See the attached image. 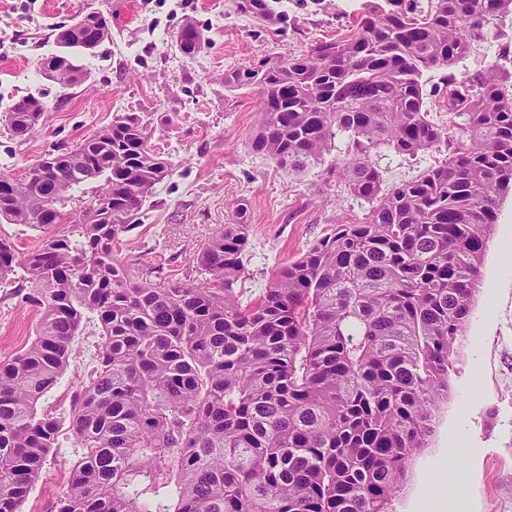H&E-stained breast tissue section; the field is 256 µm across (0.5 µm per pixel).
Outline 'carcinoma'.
<instances>
[{
  "mask_svg": "<svg viewBox=\"0 0 512 512\" xmlns=\"http://www.w3.org/2000/svg\"><path fill=\"white\" fill-rule=\"evenodd\" d=\"M282 0H233L272 23ZM512 0H361L352 24L302 55L224 73L260 99L252 149L303 172L339 136L329 173L369 204L336 224L244 299L246 212L194 257L195 276L134 270L113 253L168 176L138 112L9 178L0 219L44 232L24 251L0 238V284L39 308L36 336L0 364V512H20L59 447L64 421L38 403L66 373L70 344L97 321V364L70 401L81 456L56 512H395L412 459L448 401L460 337L478 290L500 200L512 191V41L484 70L457 76L471 46L497 38ZM62 26L43 74L86 77L71 50L93 51L107 18ZM179 49H201L199 27ZM441 71L450 119L444 163L395 185L372 160L414 158L448 143L429 119L424 76ZM47 106L23 96L0 119L24 140ZM100 188L74 220L62 208Z\"/></svg>",
  "mask_w": 512,
  "mask_h": 512,
  "instance_id": "1",
  "label": "carcinoma"
}]
</instances>
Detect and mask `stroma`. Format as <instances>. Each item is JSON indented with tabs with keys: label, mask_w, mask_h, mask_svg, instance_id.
I'll return each mask as SVG.
<instances>
[{
	"label": "stroma",
	"mask_w": 512,
	"mask_h": 512,
	"mask_svg": "<svg viewBox=\"0 0 512 512\" xmlns=\"http://www.w3.org/2000/svg\"><path fill=\"white\" fill-rule=\"evenodd\" d=\"M0 0V113L32 95L48 105L47 118L25 142L0 129V165L12 175L45 154L67 149L111 123L118 112H137L150 129L149 148L171 164V173L150 197L137 229L114 247L131 263L163 265L185 277L189 259L244 209L251 226L247 249L248 295H259L273 272L295 260L333 225L350 224L368 208L327 173L345 150L337 141L323 166L296 175L253 151L259 96L229 91L224 73L288 54L335 37L346 23L337 0L314 10L305 0H282L287 18L260 25L236 15L230 0ZM97 11L111 21V36L94 53L76 58L88 75L73 87L47 80L42 63L58 47L54 32ZM200 27L205 44L192 58L179 50L185 22ZM447 147L415 158L382 151L374 160L386 184L411 180L444 162ZM512 236V194L501 203L485 254L479 290L458 347L451 396L435 420L428 448L411 464L396 500L397 512H426L423 499L440 471L456 479L448 459V432L462 428L470 444L465 473L470 512H512V263L499 243ZM38 308L24 295L0 288V362L11 359L34 335ZM98 328L85 323L72 341L70 366L40 408L67 417L78 377L98 354ZM44 464L21 512H55L69 471L81 454L70 432Z\"/></svg>",
	"instance_id": "35a3bbf8"
}]
</instances>
